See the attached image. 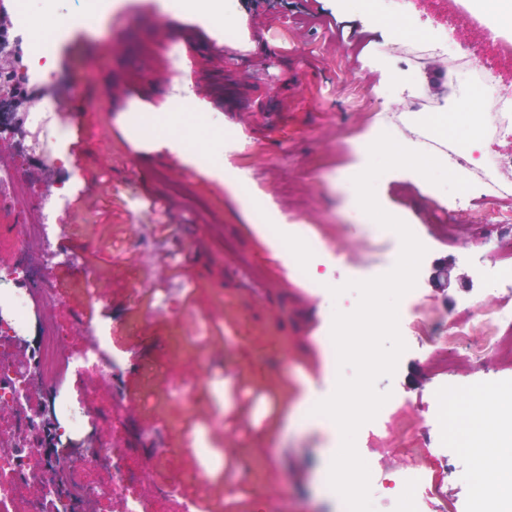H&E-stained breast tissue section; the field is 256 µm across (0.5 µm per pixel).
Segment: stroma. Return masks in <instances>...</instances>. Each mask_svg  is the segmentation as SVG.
Here are the masks:
<instances>
[{
  "instance_id": "1",
  "label": "stroma",
  "mask_w": 512,
  "mask_h": 512,
  "mask_svg": "<svg viewBox=\"0 0 512 512\" xmlns=\"http://www.w3.org/2000/svg\"><path fill=\"white\" fill-rule=\"evenodd\" d=\"M161 3L96 0L103 26L63 34L53 60V88L69 114L63 162L44 168L19 131L7 132L11 165L31 194L72 190L73 228L56 248L74 261L52 277L61 335L76 349L83 329L106 328L123 361L110 383L66 380L90 412L115 413L96 421L82 443L112 439L139 471L164 456L181 474L179 495L193 500V512H336L320 474L338 446L312 412L338 374L323 344L333 297L296 276L265 226L334 248L337 286L380 276L397 258L399 237H370L344 176L367 165L379 114L406 111L402 96L381 93L404 62L373 58L386 38L363 0H229L241 32L231 45L223 28ZM175 112L218 120L242 143L218 146L210 167L131 129L134 117ZM222 170L247 189L254 214L225 189ZM375 189L387 212L431 240L420 273L425 313L411 328L445 351L450 325L478 284L443 238L432 190L414 171H387ZM143 243L158 255L177 252L163 281L191 287L164 315L149 311ZM447 263L457 278L437 287L435 269ZM456 379L465 393L482 384L505 390L512 367L488 353L478 364L461 360ZM441 381L432 360L414 357L399 377L378 380L377 389L398 392L402 405L375 457L383 470L418 468L440 493L430 512H475L467 476L477 443L416 458L399 447L407 428L435 438L429 403ZM201 437L212 457L198 447ZM206 468L211 479L203 483Z\"/></svg>"
}]
</instances>
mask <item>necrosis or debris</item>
I'll return each mask as SVG.
<instances>
[{
	"mask_svg": "<svg viewBox=\"0 0 512 512\" xmlns=\"http://www.w3.org/2000/svg\"><path fill=\"white\" fill-rule=\"evenodd\" d=\"M0 10L9 13L12 39L0 43L7 53L23 52L29 64L23 72L28 84H46L42 64L55 55L63 33L61 23L70 17L88 21L94 16L91 0H0ZM371 16L386 20L399 33L379 55H397L416 63L443 64L459 102L478 97V115L464 113L472 133L460 141L453 133L438 130L437 115L420 87L408 73L394 76L386 95L408 99V111L384 112L380 124L392 136L407 133L413 149L439 159L448 169L471 181L463 193L448 196V210H468L480 202L483 224H502L512 217V84L505 77L512 71V48H506L476 17L460 18L453 0H373ZM43 20L48 31L33 39L35 20ZM67 116L59 112L51 97L38 107L21 113L20 124L29 156L44 163L62 151V131ZM0 194L21 206H32L34 217L22 225L21 241L39 245L37 255L18 252L14 262L0 269V278L17 282H41L45 269L62 264L55 248L57 237L71 211V199L53 192L32 198L28 187L13 168L0 167ZM448 243L469 260L482 291H500L512 297V234L490 239L493 263L473 255L456 225H445ZM59 298L53 288L42 286L38 294L13 290L0 292V512H72L73 506L93 502L108 504L112 512H153L152 502L140 495L138 473L129 464L128 449L101 439L71 458H48L39 442L41 411L62 422L63 434L75 438L87 434L94 418L85 407L60 391V375L110 380L120 367L108 339L101 331L87 334L81 348L68 351L52 319ZM36 335V354L16 350L17 337ZM381 485L397 501L402 512H424L436 489L425 487L415 469H394Z\"/></svg>",
	"mask_w": 512,
	"mask_h": 512,
	"instance_id": "obj_1",
	"label": "necrosis or debris"
}]
</instances>
